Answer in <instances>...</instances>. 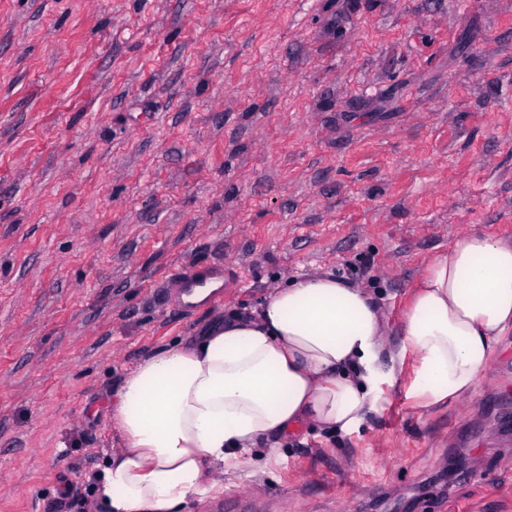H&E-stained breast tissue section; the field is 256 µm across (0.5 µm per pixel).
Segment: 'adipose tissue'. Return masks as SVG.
<instances>
[{
  "label": "adipose tissue",
  "instance_id": "obj_1",
  "mask_svg": "<svg viewBox=\"0 0 512 512\" xmlns=\"http://www.w3.org/2000/svg\"><path fill=\"white\" fill-rule=\"evenodd\" d=\"M512 330V243L458 238L414 287L387 341L371 294L333 275L270 291L246 315L163 347L123 378L111 421L122 446L92 479L104 512H185L223 494L224 472L277 453L302 428L356 429L388 379L413 361L407 398L435 409L471 394Z\"/></svg>",
  "mask_w": 512,
  "mask_h": 512
}]
</instances>
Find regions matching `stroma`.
<instances>
[{
    "mask_svg": "<svg viewBox=\"0 0 512 512\" xmlns=\"http://www.w3.org/2000/svg\"><path fill=\"white\" fill-rule=\"evenodd\" d=\"M466 1L0 0V512H101L122 379L287 279L349 272L397 344L455 239L512 241V0ZM213 261L219 304L163 300ZM405 383L205 512H512V333L467 398Z\"/></svg>",
    "mask_w": 512,
    "mask_h": 512,
    "instance_id": "1",
    "label": "stroma"
}]
</instances>
